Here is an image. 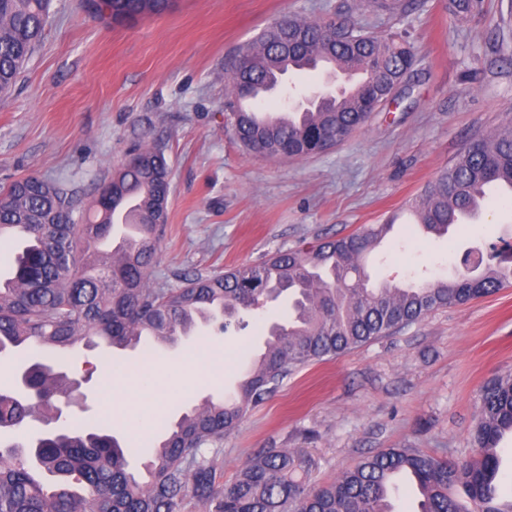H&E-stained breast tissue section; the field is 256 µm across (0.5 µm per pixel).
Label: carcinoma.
<instances>
[{"label":"carcinoma","mask_w":512,"mask_h":512,"mask_svg":"<svg viewBox=\"0 0 512 512\" xmlns=\"http://www.w3.org/2000/svg\"><path fill=\"white\" fill-rule=\"evenodd\" d=\"M484 0H448L460 22L483 11ZM97 16L123 23L166 12L172 0H90ZM360 6L404 18L422 0H361ZM49 22V0H0V95L16 83L40 45ZM361 63L368 82L347 100L343 91L262 124L245 105L277 90L279 76L316 71L322 60ZM414 52L403 37H383L340 23L333 36L325 23L297 17L277 21L239 50L226 65L231 91L225 94L234 137L249 152L270 158L322 153L361 129L402 84ZM163 151L147 146L129 156L99 187L105 192L82 221L73 199L55 182L30 175L0 191V227L21 225L30 244L9 263L11 287H0V355L12 349H41L33 375L43 399L31 405L0 392V429L17 430L39 417L54 423L59 402L73 395L79 380L63 371L70 352L81 346L150 353L205 322L223 321L221 331L238 333L247 316L273 289L288 292L283 322L268 328L265 351L226 399H208L182 413L143 464L148 480L129 470L139 445L123 446L112 434V415L47 434L41 444L0 448V512H180L188 498L203 512H394L398 475L418 489V512H512V497L499 489L497 447L512 433V373L491 380L481 395L472 456L456 462L416 448H387L361 459L336 481L311 488L310 460L299 448H263L230 485L217 482L224 436L247 411L271 397L298 367L339 357L363 344L415 323L442 307L464 304L512 285V266L492 254L476 274L426 280L400 287L388 281L366 287L362 263L383 239L388 224L326 239L309 249L278 250L258 265L222 274L194 273L176 288H154L150 267L167 223L171 183ZM512 184V125L474 138L414 203L416 223L428 233L448 234L456 214L489 201H512L488 192L494 183ZM139 230L137 249L112 255L103 272L98 243L112 226ZM465 488L470 506L451 495Z\"/></svg>","instance_id":"1"}]
</instances>
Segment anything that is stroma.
I'll return each instance as SVG.
<instances>
[{"label": "stroma", "instance_id": "obj_1", "mask_svg": "<svg viewBox=\"0 0 512 512\" xmlns=\"http://www.w3.org/2000/svg\"><path fill=\"white\" fill-rule=\"evenodd\" d=\"M358 0H176L171 11L123 24L95 18L86 0H51L41 46L0 103V189L36 173L88 211L129 154L164 151L171 169L166 232L150 270L173 288L196 272L262 262L396 216L366 257L374 280L406 285L451 278L463 251L512 243V207L485 209L450 236L422 234L406 203L467 144L512 123V0H484L461 23L448 0H425L404 19ZM283 16L351 18L377 35H405L416 65L407 91L344 143L318 155L248 154L225 127V66ZM283 311L255 310L235 336L201 326L161 346L147 380L109 382L76 351L94 410L112 411L127 441L131 418L170 423L208 397L233 392ZM512 372V286L435 310L396 333L299 367L224 438L219 481L234 482L264 448H301L308 482L334 481L364 456L416 448L469 458L481 393Z\"/></svg>", "mask_w": 512, "mask_h": 512}]
</instances>
